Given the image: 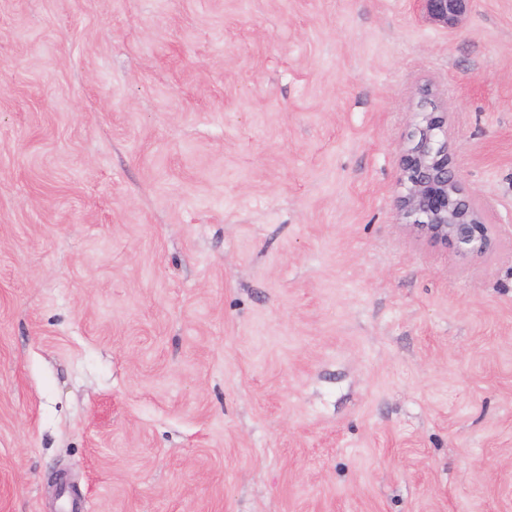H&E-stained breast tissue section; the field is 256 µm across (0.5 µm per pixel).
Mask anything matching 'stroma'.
<instances>
[{"mask_svg": "<svg viewBox=\"0 0 512 512\" xmlns=\"http://www.w3.org/2000/svg\"><path fill=\"white\" fill-rule=\"evenodd\" d=\"M495 245L396 208L421 89ZM512 512V0H0V512ZM423 18L446 29H455L469 10L472 0H415Z\"/></svg>", "mask_w": 512, "mask_h": 512, "instance_id": "35a3bbf8", "label": "stroma"}]
</instances>
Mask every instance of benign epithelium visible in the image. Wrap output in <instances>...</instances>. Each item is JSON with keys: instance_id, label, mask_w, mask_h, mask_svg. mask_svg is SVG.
Here are the masks:
<instances>
[{"instance_id": "obj_1", "label": "benign epithelium", "mask_w": 512, "mask_h": 512, "mask_svg": "<svg viewBox=\"0 0 512 512\" xmlns=\"http://www.w3.org/2000/svg\"><path fill=\"white\" fill-rule=\"evenodd\" d=\"M423 18L455 29L472 0H415ZM415 145L400 158L403 193L397 206L408 219V233L442 247L451 246L464 256H482L494 245L482 207L463 189L448 141L439 138L445 118L433 112L419 113Z\"/></svg>"}]
</instances>
